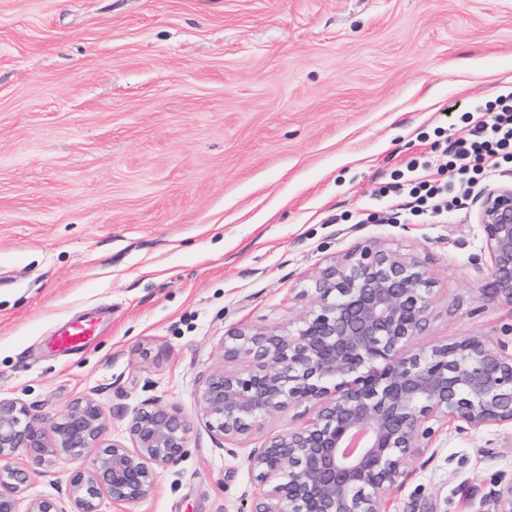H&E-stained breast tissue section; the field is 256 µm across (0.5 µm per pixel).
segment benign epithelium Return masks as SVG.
Instances as JSON below:
<instances>
[{
  "label": "benign epithelium",
  "mask_w": 512,
  "mask_h": 512,
  "mask_svg": "<svg viewBox=\"0 0 512 512\" xmlns=\"http://www.w3.org/2000/svg\"><path fill=\"white\" fill-rule=\"evenodd\" d=\"M492 298L512 303V183L476 200ZM435 282L419 261L356 246L313 282L314 308L293 331L238 329L222 342L223 366L199 385L198 415L231 443L292 402L312 400L307 423L248 456L261 485L250 512H390L432 417L482 431L512 424V351L482 335L416 351ZM108 418L90 394L45 426L0 397V512H55L26 496L31 475L92 456L69 477L71 512L123 510L155 493L153 471L176 462L191 423L158 400L127 425L130 445H104ZM491 512H512V480Z\"/></svg>",
  "instance_id": "benign-epithelium-1"
}]
</instances>
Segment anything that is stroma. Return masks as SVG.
I'll use <instances>...</instances> for the list:
<instances>
[{"mask_svg":"<svg viewBox=\"0 0 512 512\" xmlns=\"http://www.w3.org/2000/svg\"><path fill=\"white\" fill-rule=\"evenodd\" d=\"M512 88V0H0V396L44 424L94 394L110 439L150 399L190 420L181 458L126 512H249L251 449L302 425L308 402L240 444L196 417L233 328L292 330L313 279L361 243L417 257L437 286L415 347L485 335L484 187L439 165L466 115ZM450 182L447 218L392 211L413 160ZM90 313L63 353L53 331ZM391 512H478L512 480V426L433 420ZM89 458L32 475L66 503Z\"/></svg>","mask_w":512,"mask_h":512,"instance_id":"1","label":"stroma"}]
</instances>
